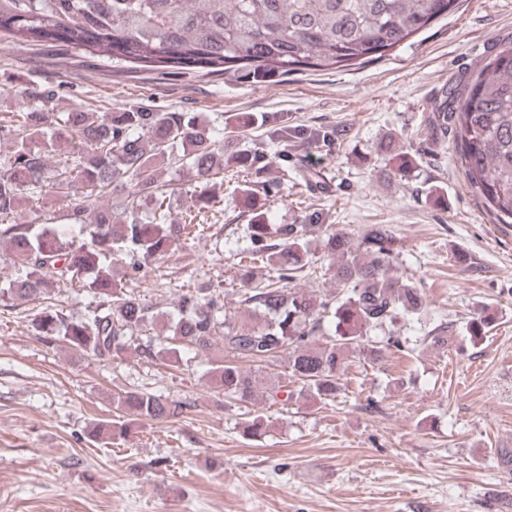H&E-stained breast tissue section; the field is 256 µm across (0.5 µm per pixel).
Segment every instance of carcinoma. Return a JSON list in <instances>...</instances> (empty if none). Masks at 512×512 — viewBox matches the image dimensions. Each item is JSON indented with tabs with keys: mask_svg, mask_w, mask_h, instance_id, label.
<instances>
[{
	"mask_svg": "<svg viewBox=\"0 0 512 512\" xmlns=\"http://www.w3.org/2000/svg\"><path fill=\"white\" fill-rule=\"evenodd\" d=\"M455 0H0V33L29 42L82 51L115 66L156 64L206 69L242 83L271 81L308 67H345L380 58L448 14ZM267 126L271 153L255 148L224 151V131L191 112L129 108L121 112L75 109L46 112L30 106L0 118V141L11 153L0 164V260L23 275L0 285V297L46 304L32 321L48 344L102 361L124 360L131 351L147 360L178 363L180 351L209 354L223 343L224 356L210 381L227 403L259 398L270 406L299 400L326 404L342 390L345 360L368 365L386 354L402 356L418 344L448 348V327L402 336L400 322L425 311L421 289L396 276L397 240L383 224H369L353 239L343 231L313 238L320 213L305 224H268L257 191L241 189L249 212L250 257L271 267L267 281L249 284L238 300L242 323L223 292L206 287L182 294L172 312H159L112 277L117 265L135 273L142 262L170 255L179 236L200 232L195 223L209 206V189L238 165L256 172L288 160V142L334 141L340 131L309 132L274 115L246 116ZM451 134V157L484 198L495 219L512 224V48H505L475 78L444 87L425 118ZM420 154L391 156L392 173L404 177ZM185 167L198 189L186 209L188 222L167 220V196L159 189V163ZM49 188L73 204L72 223L29 224L18 217L23 200ZM121 192L112 205L99 200ZM154 201L151 216H134L139 201ZM93 227L89 238L68 241L74 227ZM334 270L336 291L303 289L297 276L315 270L314 241ZM80 283L99 299L86 318L74 320L52 308L55 290ZM169 334H151L157 320ZM495 316L487 311L466 325L470 342L484 336ZM249 362L255 372L242 368ZM116 418L103 420L93 438L128 440L143 421L179 418L194 405L154 391L134 389L112 397ZM270 425L256 414L242 434L258 441Z\"/></svg>",
	"mask_w": 512,
	"mask_h": 512,
	"instance_id": "1",
	"label": "carcinoma"
}]
</instances>
